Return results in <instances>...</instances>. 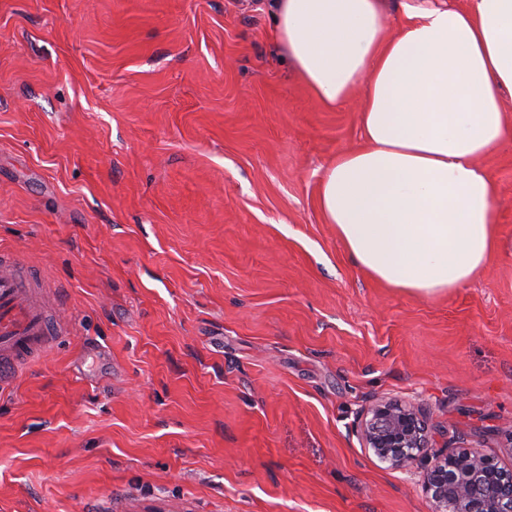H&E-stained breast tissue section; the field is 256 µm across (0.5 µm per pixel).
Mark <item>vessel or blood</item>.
<instances>
[{
    "mask_svg": "<svg viewBox=\"0 0 512 512\" xmlns=\"http://www.w3.org/2000/svg\"><path fill=\"white\" fill-rule=\"evenodd\" d=\"M46 283L24 270L19 260L0 253V365L15 369L31 356L45 352L61 332L53 325L39 297Z\"/></svg>",
    "mask_w": 512,
    "mask_h": 512,
    "instance_id": "b4317fda",
    "label": "vessel or blood"
}]
</instances>
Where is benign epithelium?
Returning <instances> with one entry per match:
<instances>
[{"instance_id": "benign-epithelium-1", "label": "benign epithelium", "mask_w": 512, "mask_h": 512, "mask_svg": "<svg viewBox=\"0 0 512 512\" xmlns=\"http://www.w3.org/2000/svg\"><path fill=\"white\" fill-rule=\"evenodd\" d=\"M364 447L392 468L427 462L423 491L431 512H512V467L480 448L428 455L426 427L413 406L381 401L361 424Z\"/></svg>"}]
</instances>
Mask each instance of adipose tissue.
Wrapping results in <instances>:
<instances>
[{
  "label": "adipose tissue",
  "mask_w": 512,
  "mask_h": 512,
  "mask_svg": "<svg viewBox=\"0 0 512 512\" xmlns=\"http://www.w3.org/2000/svg\"><path fill=\"white\" fill-rule=\"evenodd\" d=\"M275 37L325 109L360 95L361 143L320 178L326 223L372 277L429 297L498 249L496 185L481 166L512 139V0H273Z\"/></svg>",
  "instance_id": "ef3b65f1"
}]
</instances>
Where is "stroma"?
Here are the masks:
<instances>
[{
	"label": "stroma",
	"instance_id": "obj_1",
	"mask_svg": "<svg viewBox=\"0 0 512 512\" xmlns=\"http://www.w3.org/2000/svg\"><path fill=\"white\" fill-rule=\"evenodd\" d=\"M272 28L267 0H0V249L69 328L0 388V512H430L362 444L380 399L512 466V140L496 258L385 286L318 204L360 99L318 104Z\"/></svg>",
	"mask_w": 512,
	"mask_h": 512
}]
</instances>
